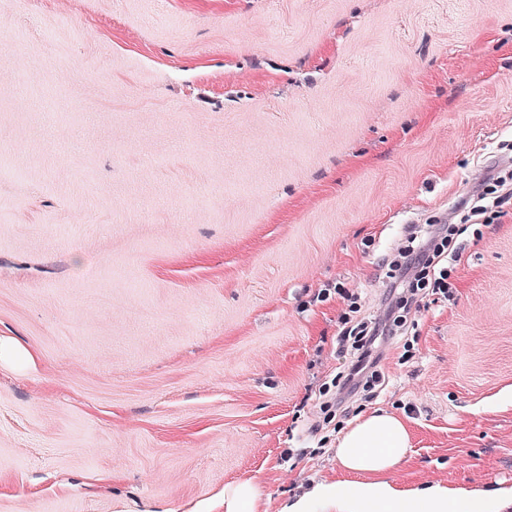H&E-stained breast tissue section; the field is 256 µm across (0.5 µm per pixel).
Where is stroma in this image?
Wrapping results in <instances>:
<instances>
[{
    "instance_id": "stroma-1",
    "label": "stroma",
    "mask_w": 512,
    "mask_h": 512,
    "mask_svg": "<svg viewBox=\"0 0 512 512\" xmlns=\"http://www.w3.org/2000/svg\"><path fill=\"white\" fill-rule=\"evenodd\" d=\"M512 154V0H0V512H267L377 263ZM359 399L391 482L512 487V202ZM297 452L289 462L281 453ZM2 361L16 367H27L34 361V357L23 345L0 338V363ZM256 485L242 479L224 486V512H266Z\"/></svg>"
}]
</instances>
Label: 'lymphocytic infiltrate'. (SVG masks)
Instances as JSON below:
<instances>
[{
    "instance_id": "obj_1",
    "label": "lymphocytic infiltrate",
    "mask_w": 512,
    "mask_h": 512,
    "mask_svg": "<svg viewBox=\"0 0 512 512\" xmlns=\"http://www.w3.org/2000/svg\"><path fill=\"white\" fill-rule=\"evenodd\" d=\"M510 200L512 170L501 167L459 202L455 210L459 223H435L423 232H409L407 245L381 260L390 283L381 314L367 316L360 296L345 294L346 308L336 338L342 364L331 382L319 388L320 409L327 418L350 413L358 396L374 388L385 359L383 342L397 341L405 356H412L414 342L404 328L406 315L420 307L424 298L453 297L454 262L458 256L454 238L460 234L461 224L475 218L483 224L495 223L502 205Z\"/></svg>"
}]
</instances>
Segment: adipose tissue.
<instances>
[{"label": "adipose tissue", "instance_id": "ef3b65f1", "mask_svg": "<svg viewBox=\"0 0 512 512\" xmlns=\"http://www.w3.org/2000/svg\"><path fill=\"white\" fill-rule=\"evenodd\" d=\"M405 418L376 410L355 418L336 440V466L342 477L314 484L283 512H309L321 503L326 512H450L467 490L442 484L400 489L387 479L411 446Z\"/></svg>", "mask_w": 512, "mask_h": 512}]
</instances>
